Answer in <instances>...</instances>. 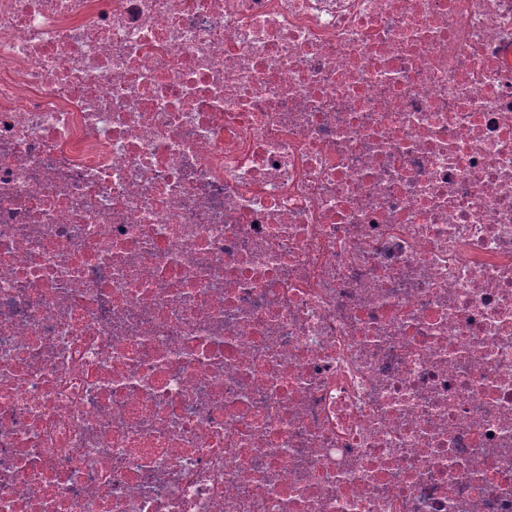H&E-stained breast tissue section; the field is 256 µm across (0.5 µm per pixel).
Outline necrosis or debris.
<instances>
[{"instance_id": "1", "label": "necrosis or debris", "mask_w": 512, "mask_h": 512, "mask_svg": "<svg viewBox=\"0 0 512 512\" xmlns=\"http://www.w3.org/2000/svg\"><path fill=\"white\" fill-rule=\"evenodd\" d=\"M0 512H512V0H0Z\"/></svg>"}]
</instances>
